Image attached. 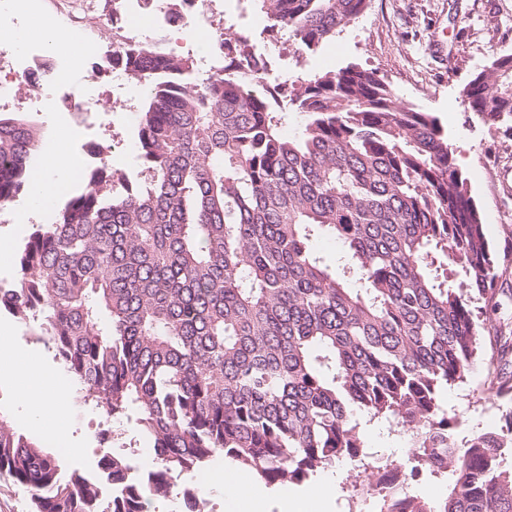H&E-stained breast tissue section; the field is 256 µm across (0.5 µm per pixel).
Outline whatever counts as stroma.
<instances>
[{"instance_id": "1", "label": "stroma", "mask_w": 512, "mask_h": 512, "mask_svg": "<svg viewBox=\"0 0 512 512\" xmlns=\"http://www.w3.org/2000/svg\"><path fill=\"white\" fill-rule=\"evenodd\" d=\"M512 53V0H371L369 8L316 52H291L287 61L271 59L277 80H294L335 71L349 64L376 72L401 98L438 117L448 134V148L466 178L481 213L486 237L498 262L494 324L512 328V120L491 123L470 108L464 89L473 76L500 55ZM101 98L113 115L71 116L59 124L52 113L26 110L28 90H20L10 112L24 115L42 132L56 138L59 147L78 154L84 143L95 141L112 149L110 165L132 174L137 163L123 144L132 141L135 124L128 110H140L141 101L126 103L111 94L107 78H100ZM82 130L80 140L65 137L66 125ZM10 325L16 366L31 357L43 359L49 369L58 364L48 347L36 340L29 327L0 314V326ZM512 374V351L485 358L467 382L448 388L443 406L457 421L458 438L498 429L512 417V395L496 393L498 378ZM122 430L133 452L130 463L145 469L149 443L134 424L118 423L74 399L58 430L39 432L52 450L66 443L82 444L78 456H63L68 469L94 472L114 443L106 432Z\"/></svg>"}]
</instances>
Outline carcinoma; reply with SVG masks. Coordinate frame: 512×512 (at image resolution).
I'll list each match as a JSON object with an SVG mask.
<instances>
[{
	"label": "carcinoma",
	"mask_w": 512,
	"mask_h": 512,
	"mask_svg": "<svg viewBox=\"0 0 512 512\" xmlns=\"http://www.w3.org/2000/svg\"><path fill=\"white\" fill-rule=\"evenodd\" d=\"M315 51L370 0H246ZM145 87L135 178L101 166L17 254L4 311L44 336L84 403L134 421L156 466L126 453L94 474L67 470L0 414V475L34 512H147L220 453L266 484H299L366 457L358 417L413 437L366 493L380 512H512V419L458 441L442 407L484 354L476 303L496 257L438 119L357 65L298 78L268 100L229 75L158 46L112 53ZM489 121L512 118V54L465 88ZM300 133L279 132L286 103ZM39 129L0 114V207L30 191ZM343 246L332 267L314 250ZM450 476L432 502L423 471ZM180 494L204 512L195 487Z\"/></svg>",
	"instance_id": "carcinoma-1"
}]
</instances>
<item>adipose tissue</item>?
I'll use <instances>...</instances> for the list:
<instances>
[{
	"mask_svg": "<svg viewBox=\"0 0 512 512\" xmlns=\"http://www.w3.org/2000/svg\"><path fill=\"white\" fill-rule=\"evenodd\" d=\"M50 168L34 182L32 199L50 197L56 194L62 178L76 168L79 159L76 155L58 149L49 153ZM29 383L18 387L15 397L27 411L31 422L46 423L48 417L61 418L70 411L72 385L62 375L47 369L43 362L32 359L26 366ZM204 487H217L224 493L225 512H238L241 505H249L252 512H264L267 505H275L278 512H301L307 502L328 506L336 494V482L332 479H318L304 490H270L263 483L252 478L238 479L231 468L220 472H207Z\"/></svg>",
	"mask_w": 512,
	"mask_h": 512,
	"instance_id": "ef3b65f1",
	"label": "adipose tissue"
}]
</instances>
